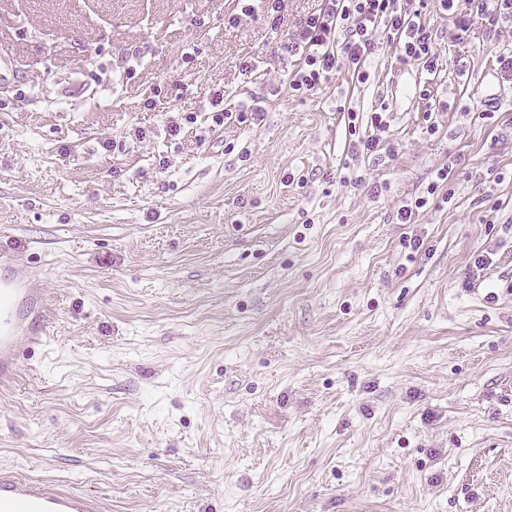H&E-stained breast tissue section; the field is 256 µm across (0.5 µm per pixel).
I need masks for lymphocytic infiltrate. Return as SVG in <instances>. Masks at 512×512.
Segmentation results:
<instances>
[{
  "mask_svg": "<svg viewBox=\"0 0 512 512\" xmlns=\"http://www.w3.org/2000/svg\"><path fill=\"white\" fill-rule=\"evenodd\" d=\"M429 0H320L288 35L293 59L292 92L319 89L333 76L351 72L366 82L363 66L381 42L395 45L406 62L438 68V32L427 18ZM468 9L455 23L452 39H467L474 24L497 36L512 24V0H467Z\"/></svg>",
  "mask_w": 512,
  "mask_h": 512,
  "instance_id": "obj_1",
  "label": "lymphocytic infiltrate"
}]
</instances>
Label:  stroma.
Returning a JSON list of instances; mask_svg holds the SVG:
<instances>
[{
    "label": "stroma",
    "mask_w": 512,
    "mask_h": 512,
    "mask_svg": "<svg viewBox=\"0 0 512 512\" xmlns=\"http://www.w3.org/2000/svg\"><path fill=\"white\" fill-rule=\"evenodd\" d=\"M234 7L0 0V278L52 310L0 387V473L98 512H512L501 40L435 9L438 71L385 46L292 97ZM219 88L261 124L214 126ZM348 105L387 108L395 156L354 157Z\"/></svg>",
    "instance_id": "obj_1"
}]
</instances>
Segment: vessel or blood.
<instances>
[{"label":"vessel or blood","mask_w":512,"mask_h":512,"mask_svg":"<svg viewBox=\"0 0 512 512\" xmlns=\"http://www.w3.org/2000/svg\"><path fill=\"white\" fill-rule=\"evenodd\" d=\"M48 330V300L30 288L27 280L0 278V381L14 378L30 345ZM86 497L50 492L44 487L6 476L0 478V512H92Z\"/></svg>","instance_id":"vessel-or-blood-1"}]
</instances>
